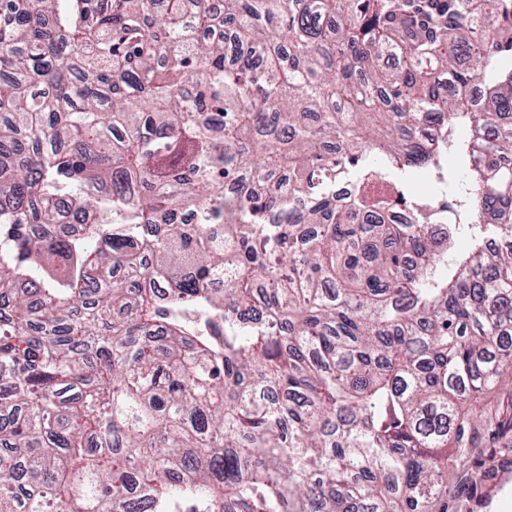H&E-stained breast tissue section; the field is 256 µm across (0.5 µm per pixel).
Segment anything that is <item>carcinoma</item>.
I'll list each match as a JSON object with an SVG mask.
<instances>
[{"label": "carcinoma", "mask_w": 512, "mask_h": 512, "mask_svg": "<svg viewBox=\"0 0 512 512\" xmlns=\"http://www.w3.org/2000/svg\"><path fill=\"white\" fill-rule=\"evenodd\" d=\"M188 3L0 0V512H449L512 447V0Z\"/></svg>", "instance_id": "1"}]
</instances>
